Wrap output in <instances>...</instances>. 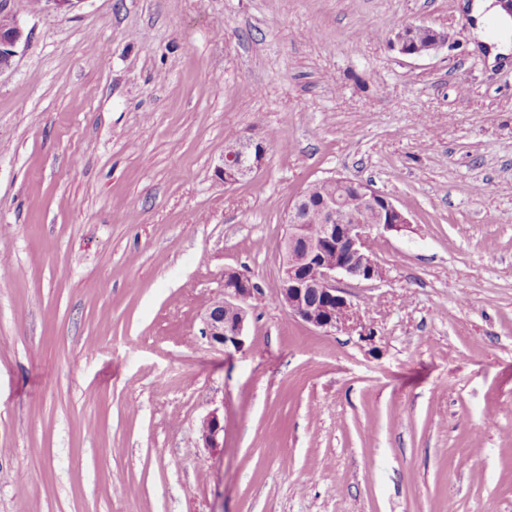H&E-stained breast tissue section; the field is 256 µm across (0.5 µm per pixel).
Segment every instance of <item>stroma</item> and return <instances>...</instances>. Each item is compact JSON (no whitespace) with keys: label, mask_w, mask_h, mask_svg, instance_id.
Masks as SVG:
<instances>
[{"label":"stroma","mask_w":512,"mask_h":512,"mask_svg":"<svg viewBox=\"0 0 512 512\" xmlns=\"http://www.w3.org/2000/svg\"><path fill=\"white\" fill-rule=\"evenodd\" d=\"M462 2L0 0V512H512V56ZM408 23L446 46L400 55ZM339 176L411 224L330 335L277 288L289 204ZM18 20L0 6V74L12 68L16 47L24 39ZM424 25L430 27L434 31L435 35L429 47L424 52H409L407 50V42L412 34V32L408 31H414L415 27L417 26L410 24H405L394 32L393 37L390 39L393 49L397 50L398 53L401 55L413 57L427 56L441 49L447 42L446 34L432 28L431 26H428L426 24ZM429 38L430 35L427 30H424L422 28H416L413 37L411 38L412 46L416 48H424L428 44ZM257 137L238 136L225 144L220 165L216 167V173L225 185L246 181L262 167L268 145L260 139L271 142L274 136L263 132ZM256 290L250 278L233 269L225 271L224 293L210 304L202 318V335L211 346L224 348V355L231 356L244 347L247 301ZM221 433L224 435V423L221 424V420L217 413L209 414L203 421L201 429V438L208 448H220L223 447L224 443L219 442Z\"/></svg>","instance_id":"1"}]
</instances>
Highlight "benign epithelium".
Returning a JSON list of instances; mask_svg holds the SVG:
<instances>
[{
    "mask_svg": "<svg viewBox=\"0 0 512 512\" xmlns=\"http://www.w3.org/2000/svg\"><path fill=\"white\" fill-rule=\"evenodd\" d=\"M415 26L405 24L391 38L393 49L405 56L422 57L441 49L445 33L434 31V38L423 52H409L407 42ZM18 20L0 6V74L11 69L16 47L24 39ZM267 143L255 136H239L225 144L216 173L226 185L250 179L264 163ZM339 187L359 195L365 213L344 208L336 196L321 203V220L315 230L307 224L305 206L309 189L302 190L289 205L287 231L281 243L278 296L293 319L325 334L348 326L353 303L347 285L373 283L385 278V270L374 256L371 243L386 233L410 226L406 212L391 197L367 182L335 178ZM257 290L255 283L240 272H224V293L216 298L202 318V335L227 356L243 349L249 311L247 301ZM224 425L217 413L203 421L201 438L208 448H221Z\"/></svg>",
    "mask_w": 512,
    "mask_h": 512,
    "instance_id": "7a95c632",
    "label": "benign epithelium"
}]
</instances>
